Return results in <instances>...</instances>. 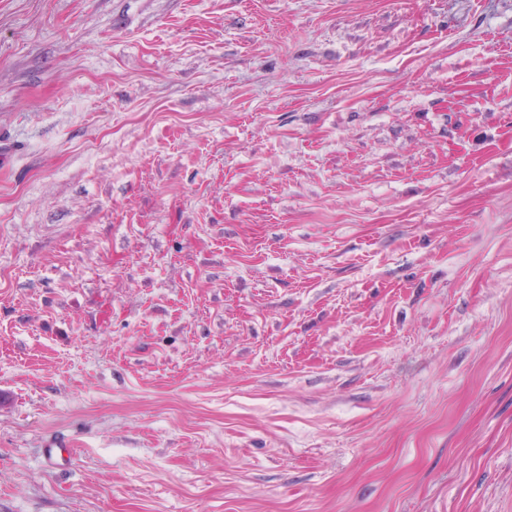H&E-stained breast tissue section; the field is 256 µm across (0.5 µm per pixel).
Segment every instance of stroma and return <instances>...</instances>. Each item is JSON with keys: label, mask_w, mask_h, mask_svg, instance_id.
Here are the masks:
<instances>
[{"label": "stroma", "mask_w": 512, "mask_h": 512, "mask_svg": "<svg viewBox=\"0 0 512 512\" xmlns=\"http://www.w3.org/2000/svg\"><path fill=\"white\" fill-rule=\"evenodd\" d=\"M0 512H512V0H0Z\"/></svg>", "instance_id": "stroma-1"}]
</instances>
